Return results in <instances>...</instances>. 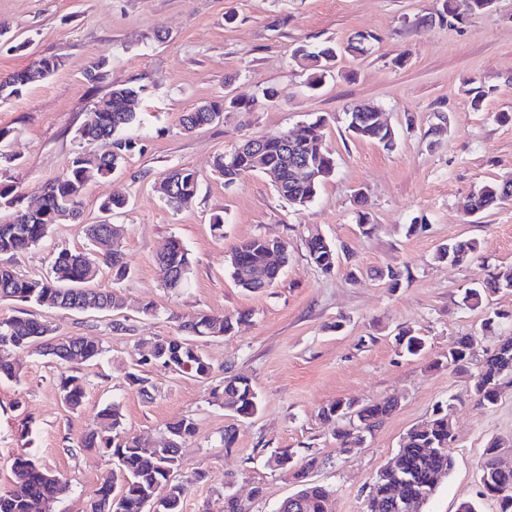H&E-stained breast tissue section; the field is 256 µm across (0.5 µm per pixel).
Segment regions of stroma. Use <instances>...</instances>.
<instances>
[{"instance_id":"obj_1","label":"stroma","mask_w":512,"mask_h":512,"mask_svg":"<svg viewBox=\"0 0 512 512\" xmlns=\"http://www.w3.org/2000/svg\"><path fill=\"white\" fill-rule=\"evenodd\" d=\"M443 0H0V77L23 70L40 56L63 65L49 80L30 85L0 106L8 136L0 153L10 159L21 201L41 195L76 152L99 153L101 141L77 139L96 97L108 87L84 78L95 58L106 57L112 82L138 87L134 128L137 146L122 168L92 179L83 197L81 223L52 225L38 247L0 257L23 277L46 275L55 252L87 246L86 225L99 221V205L116 192L129 199L113 223L125 230L129 279L119 290V314L65 311L46 305L0 301V318L28 314L55 335L93 336L106 349L95 362L64 365L29 350L11 360L19 381L0 379V489L11 480L21 450L70 483L53 512H84L88 498L113 468L109 457L79 450L98 412L119 403L125 430L160 440L165 426L190 417L198 426L180 450L175 474L195 477L184 512H224L233 493L246 512H277L297 489L290 474L268 466L272 452L317 456L310 480L335 490L334 512H364L372 477L397 453L403 436L449 396H463L454 415V465L438 485L426 512H457L476 502L480 512H499L480 495L479 464L495 440H512V387L489 409L466 396V381L440 359L459 336L472 334L477 349L496 337L480 333L484 312L512 311V290L488 297L482 308L461 303V290L496 267L512 265V202L467 221L463 207L476 187L512 176V0L451 25L438 14ZM433 16L418 27L421 16ZM376 36L370 52H347L357 33ZM344 47L333 76L319 90L306 86L308 71L294 58L297 44ZM487 87L474 110L467 79ZM275 91L266 99V91ZM252 103L249 113L226 112L222 122L191 132L181 116L221 95ZM377 107L399 133L394 148L353 137L346 114L358 103ZM326 120L324 144L336 173L315 200L298 211L280 198L269 179L251 174L225 184L212 172L218 154L241 141L291 131L317 117ZM194 170L199 191L189 207L169 208L156 191L172 168ZM376 229L363 236L359 213ZM224 218L215 237L210 220ZM422 230L408 233L412 221ZM320 232L350 250L361 271L351 281L346 267L325 274L309 262L308 232ZM278 237L288 243L281 279L262 293L238 288L228 257L240 241ZM179 238L192 260L186 288L168 293L156 256ZM473 240L474 260L462 266L436 261L451 241ZM387 265L408 269L400 288L389 290L369 271ZM154 303L157 315L143 316ZM195 313L245 314L234 334L201 340L213 368L209 379L152 368L151 399L128 386L125 375L138 357L137 343L171 336L177 319ZM134 332H116L114 318ZM413 329L426 340L418 356L402 353L397 333ZM247 376L260 399L246 421L213 402L210 392L225 371ZM86 379V396L72 410L60 398L61 375ZM399 397L397 410L360 447L339 452L318 413L329 402L362 403ZM236 427L232 447L225 427ZM260 496H253V489Z\"/></svg>"}]
</instances>
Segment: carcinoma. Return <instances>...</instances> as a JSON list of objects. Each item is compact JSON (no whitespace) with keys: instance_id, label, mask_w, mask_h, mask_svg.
Returning a JSON list of instances; mask_svg holds the SVG:
<instances>
[{"instance_id":"cac0c4a2","label":"carcinoma","mask_w":512,"mask_h":512,"mask_svg":"<svg viewBox=\"0 0 512 512\" xmlns=\"http://www.w3.org/2000/svg\"><path fill=\"white\" fill-rule=\"evenodd\" d=\"M495 0H444L441 19L461 22L473 15L491 10ZM296 57L307 63L313 76L307 83L311 89L320 86L337 57L336 47L323 45L309 48L301 45ZM62 66L56 56H44L26 69L0 79V104L18 97L28 86L51 78ZM86 80L92 84L108 83L109 90L94 101L76 138L86 141H109V149L102 153H75L67 170L52 180L36 205L27 206L13 220L0 224V255L14 254L38 246L48 235L52 225L81 215L83 195L90 179L115 172L136 148V141L127 134L137 115L131 107L138 91L127 84L112 82L107 63L101 59L91 64ZM251 105L222 97L211 100L193 112L181 117L187 131L220 121V114L229 110L247 111ZM349 131L357 138L377 142L391 149L398 133L381 121L377 108L369 104L357 106L347 113ZM324 121L302 126L296 139L283 141L279 134L265 136L258 148L234 147L214 159V171L227 184L244 174L262 173L270 176L278 196L298 210L308 207L320 186L336 171L335 159L323 143ZM302 163L309 167L305 176H296L294 169ZM166 205L179 210L190 206L197 196L198 176L188 168H175L157 187ZM512 201V178L498 183L484 184L469 196L468 213L477 216ZM18 202L16 187L8 169L0 168V206ZM122 193H114L104 200L100 211L105 219L86 226L85 235L93 246L112 240V247L96 257L90 249L83 251L62 249L52 260L50 272L44 277H20L11 267L0 264V300L50 305L63 310L113 312L124 306V299L116 288H104L98 279L101 267L112 270L113 281L120 283L130 276V268L122 249L123 228L110 221L114 213L127 206ZM305 247L310 263L323 273L336 270L344 248L309 232ZM477 251L476 242L455 241L440 248L435 255L439 262L458 266L470 261ZM231 276L235 284L250 292H261L272 287L288 263V242L276 245L265 237H252L231 249L229 255ZM157 265L163 288L180 291L186 287L191 271L189 252L177 238L168 240L157 255ZM388 288H398L405 272L387 266L374 272ZM502 289H512V267H495L487 278L462 294L463 304L472 309L483 306L484 300ZM244 319L228 315L212 316L197 313L178 319V336L153 337L139 340L138 370L127 375L129 384L147 393L152 384L146 377L147 368L163 367L178 375L201 379L209 378L211 364L195 345L199 337L226 336ZM511 328L512 312L494 311L482 321V330ZM399 345L409 355H417L425 348V340L404 330L399 333ZM33 348L34 352L64 364L72 361L93 362L105 349L98 340L86 336H68L58 339L53 328L33 318L11 316L0 318V378L17 379L12 363L5 354ZM448 367L470 378L469 396L475 404L488 408L499 401L504 388L512 386V332L502 337L491 350L476 353L474 337L459 336L445 355ZM64 404L75 410L85 398V381L76 375L64 376L59 383ZM216 404L231 411L239 421L252 418L259 409L260 399L251 381L240 375L224 378L212 391ZM460 398L451 396L437 405L421 424L410 429L395 455L393 466L376 473L365 496V512H402L409 504L411 512H424L440 479L450 472L453 460L449 442L453 434V413ZM399 404L396 397L382 402L355 404L336 400L319 411L323 423L331 426L338 447L346 451L362 444L364 436L378 431ZM195 420L184 417L166 425V435L160 442H151L126 435L123 414L119 404L106 406L97 421L82 434L79 448L96 452L116 461L117 467L103 478L93 496L86 501L84 512H183L190 484L203 478L202 474L187 480H175L173 472L179 465V451L196 434ZM503 443L494 441L485 449L479 470L482 495L500 501V512H512V470L500 467L499 454ZM318 463L315 456L308 458L293 471L299 490L297 502L286 505L284 512H333L335 490L308 479V473ZM13 476L9 489L0 491V512H31L34 504L52 512V505L69 491V484L59 476L40 467L30 456L18 454L11 466Z\"/></svg>"}]
</instances>
